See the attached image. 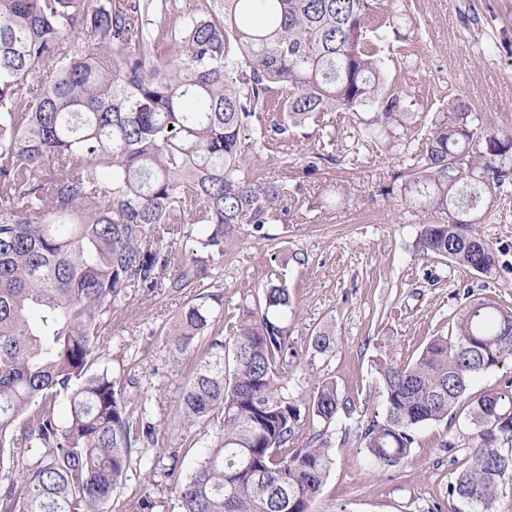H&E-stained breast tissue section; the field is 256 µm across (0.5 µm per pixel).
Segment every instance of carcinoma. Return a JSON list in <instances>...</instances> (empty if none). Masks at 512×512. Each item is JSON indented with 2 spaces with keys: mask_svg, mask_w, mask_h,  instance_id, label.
Here are the masks:
<instances>
[{
  "mask_svg": "<svg viewBox=\"0 0 512 512\" xmlns=\"http://www.w3.org/2000/svg\"><path fill=\"white\" fill-rule=\"evenodd\" d=\"M377 0H0V512H104L133 466L163 470L181 512H312L336 449L306 421L348 401L321 381L288 395L299 358L292 300L271 273L224 315L216 270L243 226H264L294 188L249 172L250 154L327 112L355 115L358 140L392 136L404 97L378 43L398 16ZM377 106L366 119L359 109ZM400 175L406 208L427 220V257L499 274L480 233L512 186V127L448 101ZM336 160L314 149L305 168ZM188 295L166 332L191 361L176 405L182 447L138 454L155 428L129 409L100 347L133 291ZM319 330L307 348L331 351ZM512 363V308L469 299L450 334L412 361L375 363L382 418L359 441L381 468L407 463L416 430L463 415L467 442H442L449 493L467 512H501L512 477V379L479 396L478 374ZM188 475L181 459L195 447Z\"/></svg>",
  "mask_w": 512,
  "mask_h": 512,
  "instance_id": "1",
  "label": "carcinoma"
}]
</instances>
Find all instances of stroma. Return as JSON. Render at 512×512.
Returning a JSON list of instances; mask_svg holds the SVG:
<instances>
[{"label":"stroma","mask_w":512,"mask_h":512,"mask_svg":"<svg viewBox=\"0 0 512 512\" xmlns=\"http://www.w3.org/2000/svg\"><path fill=\"white\" fill-rule=\"evenodd\" d=\"M378 6L380 14L402 15L399 35L389 36L381 54L386 68H403L399 88L409 108L395 136L430 126L454 97L512 124V0H379ZM324 121L335 132V163L308 172L300 166L319 145L316 125L278 144V152L296 160L287 176L297 191L278 222L265 225V238L244 233L225 251L224 308H237L278 272L293 298L289 326L302 352L288 369L290 396H307L327 378L353 401L325 432L336 467L314 512H459L460 502L448 494L455 467L440 442L468 436L463 420L420 427L412 456L399 469L371 464L359 446V427L383 413L378 355L414 359L432 337L448 334L467 296L512 307V192L497 196L479 227L499 250L497 277L423 256L416 248L420 217L405 209L399 192L398 176L415 167L414 153L356 148L349 113L329 112ZM183 304L165 290L133 292L113 311L102 344L148 399L147 419L156 429L154 443L143 448L148 458L166 456L178 444L175 402L188 371L171 366L163 333ZM325 327L335 335L334 351L307 352L311 334ZM144 495L160 501L157 512H178L163 477L148 483L138 473L106 512H125Z\"/></svg>","instance_id":"35a3bbf8"}]
</instances>
